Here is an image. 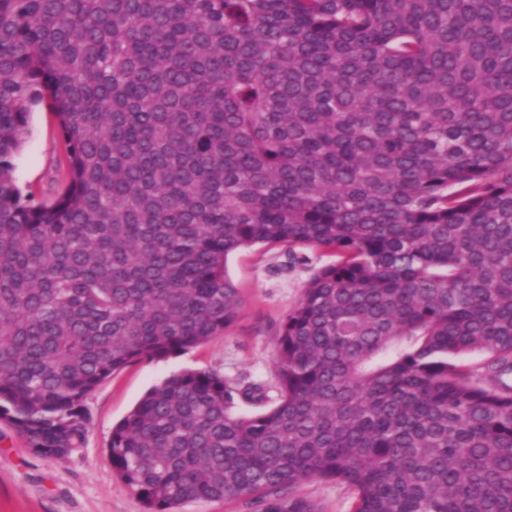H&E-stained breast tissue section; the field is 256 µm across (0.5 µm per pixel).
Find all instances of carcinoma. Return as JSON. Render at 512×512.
I'll return each mask as SVG.
<instances>
[{
    "label": "carcinoma",
    "instance_id": "obj_1",
    "mask_svg": "<svg viewBox=\"0 0 512 512\" xmlns=\"http://www.w3.org/2000/svg\"><path fill=\"white\" fill-rule=\"evenodd\" d=\"M44 100L67 168L35 203ZM260 244L336 261L280 323L276 398L184 369L112 428L145 512H320L311 479L349 512H512V0H0V420L29 448L67 458L102 382L224 334ZM65 169V142L56 117L44 103L33 106L25 143L15 158L18 184L38 200L53 199L64 185ZM294 492L316 502L322 512H347L349 508L351 493L344 484L314 479L297 485ZM180 512H260L259 504L245 498L197 501L178 506Z\"/></svg>",
    "mask_w": 512,
    "mask_h": 512
}]
</instances>
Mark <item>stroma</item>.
Returning a JSON list of instances; mask_svg holds the SVG:
<instances>
[{
    "label": "stroma",
    "instance_id": "1",
    "mask_svg": "<svg viewBox=\"0 0 512 512\" xmlns=\"http://www.w3.org/2000/svg\"><path fill=\"white\" fill-rule=\"evenodd\" d=\"M65 142L46 105L31 109L28 134L15 158L24 192L49 200L64 185ZM332 255L308 249L289 259L280 248L256 245L232 254L227 271L243 300L241 313L223 335L164 360H142L114 374L88 397L86 443L64 460L34 453L0 420V512H144L141 501L112 468L107 448L113 426L154 384L183 369L215 370L240 384L276 383L277 330L283 314ZM322 512H347V486L319 479L295 488Z\"/></svg>",
    "mask_w": 512,
    "mask_h": 512
}]
</instances>
